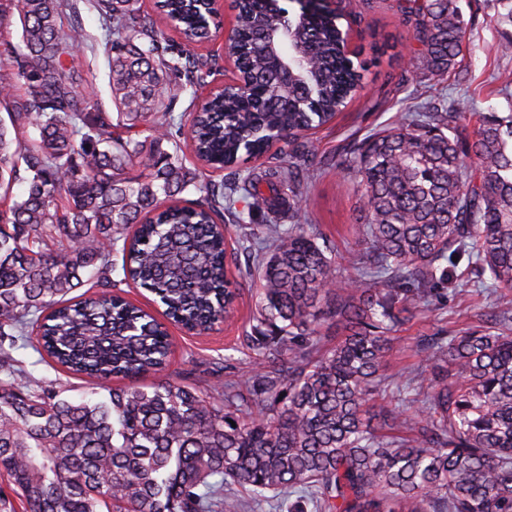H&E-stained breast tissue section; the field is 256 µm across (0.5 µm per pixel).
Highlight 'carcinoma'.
Returning a JSON list of instances; mask_svg holds the SVG:
<instances>
[{
  "mask_svg": "<svg viewBox=\"0 0 512 512\" xmlns=\"http://www.w3.org/2000/svg\"><path fill=\"white\" fill-rule=\"evenodd\" d=\"M12 2L25 91L0 78V475L25 512H247L268 493L288 512H512V310L421 340L411 380L428 386L413 409L410 384L382 373L416 313L472 280L512 292V111L479 113L468 137L467 113L430 103L354 149L353 278L312 226L293 223L323 170L299 139L362 85L338 18L239 0L229 53L246 90L216 95L191 124L195 157L230 177L183 205L194 177L171 102L212 66L167 44L138 0H97L114 127L77 89L66 0ZM460 2L399 3L421 73L440 77L463 56ZM159 3L187 43L208 37L202 6ZM31 125L38 137L21 140ZM275 137L288 145L275 165L236 169ZM258 215L263 235L227 254L217 220ZM120 241L123 280L153 294L167 322L112 293ZM241 259L259 283L251 373L214 394L137 384L167 365V323L202 332L224 321L228 262ZM88 273L102 291L71 297ZM326 324L336 343L324 351ZM34 335L109 399L62 398L18 368L13 352Z\"/></svg>",
  "mask_w": 512,
  "mask_h": 512,
  "instance_id": "1",
  "label": "carcinoma"
}]
</instances>
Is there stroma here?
Here are the masks:
<instances>
[{"label": "stroma", "mask_w": 512, "mask_h": 512, "mask_svg": "<svg viewBox=\"0 0 512 512\" xmlns=\"http://www.w3.org/2000/svg\"><path fill=\"white\" fill-rule=\"evenodd\" d=\"M63 11V27L78 26L81 36L76 53L81 63L79 74L84 93L102 111H113L108 85V65L101 42V17L95 0H69ZM468 20L470 45L462 61L443 77L427 76L410 81L413 44L408 29L400 24L398 0H351L340 21L350 30L358 63L364 64L363 89L329 125L312 131L308 147L326 163V171L311 190L301 212L317 232L333 244L339 262L355 263L354 226L361 203L354 191L352 173L341 162L354 142L373 132L393 127L396 117L406 108L445 97L469 120L467 131H474L475 113L507 111L512 106V51H504L512 39V25L499 19L501 0H461ZM224 20L214 38L197 52L216 60L215 71L205 88L182 93L171 109L177 115H189L208 92L225 81L224 38L231 28ZM20 45V23L11 10L10 0H0V77L12 76L20 65L14 50ZM239 295L231 320L216 330L192 335L171 328L172 354L162 376L201 388H218L224 382L241 378L250 364L245 338L252 332L255 309V280L238 277ZM496 289L466 286L462 292L437 304L435 310L416 316L398 330L399 339L385 359L384 373L399 378L403 367L415 363L416 343L437 331L457 334L477 325L481 312L498 302Z\"/></svg>", "instance_id": "1"}]
</instances>
